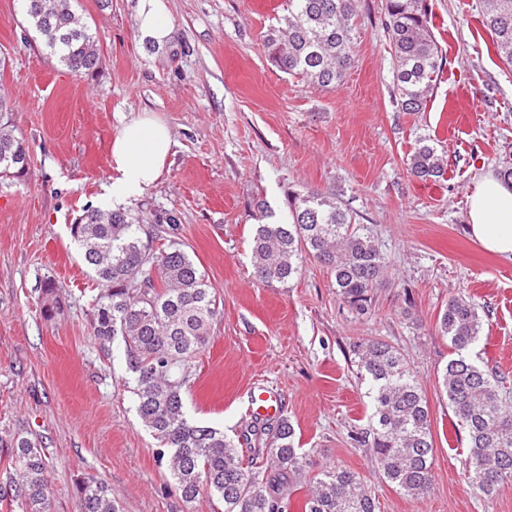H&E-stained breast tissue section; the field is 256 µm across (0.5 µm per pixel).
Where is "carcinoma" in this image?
<instances>
[{
  "label": "carcinoma",
  "instance_id": "1",
  "mask_svg": "<svg viewBox=\"0 0 512 512\" xmlns=\"http://www.w3.org/2000/svg\"><path fill=\"white\" fill-rule=\"evenodd\" d=\"M24 10L46 49L71 72L102 64L97 36L70 0H24ZM385 10L401 108L423 112L443 63L433 8L430 0H386ZM287 11L285 27L265 35L269 56L291 76L321 87L340 85L353 59L356 0H287ZM481 13L498 58L512 66V0H482ZM3 110L0 100V177H11L25 169L20 158L26 149ZM408 173L435 181L444 176L445 163L436 147L421 141L410 155ZM143 230L141 220L120 209L87 210L72 225L84 262L104 286L92 298V335L103 350L122 338L136 379L138 416L160 442L158 459L166 460L182 501L191 504L206 493L224 502V512H277L289 502L291 480L307 477L304 512H377L357 473L333 466L311 474L313 461L295 446L287 418L256 421L234 440L188 416L184 395L210 344L219 300L178 241L156 246L141 236ZM250 249L255 277L267 285L294 279L302 255H312L333 275L337 298L362 315L388 269L352 214L317 191L289 202L287 222L258 225ZM482 310L459 293L448 299L437 328L456 354L444 369L442 386L467 434L470 479L490 495L512 482V406L505 405V374L485 370L469 356L479 339ZM354 353L373 406L356 439L370 449L395 491L423 499L431 489L434 452L427 398L394 347L366 340ZM0 452L12 467L0 485V501L10 512H49L50 477L36 441L6 430ZM76 490L83 512H120L111 489L97 478H83Z\"/></svg>",
  "mask_w": 512,
  "mask_h": 512
}]
</instances>
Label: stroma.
Returning a JSON list of instances; mask_svg holds the SVG:
<instances>
[{"label":"stroma","mask_w":512,"mask_h":512,"mask_svg":"<svg viewBox=\"0 0 512 512\" xmlns=\"http://www.w3.org/2000/svg\"><path fill=\"white\" fill-rule=\"evenodd\" d=\"M167 5L175 36L157 48L137 37L136 0H77L103 58L77 75L47 54L23 0H0V99L29 151L24 172L0 179V429L40 442L50 512H81L75 483L89 475L123 512H224L206 495L184 503L159 462L123 342L104 353L92 336L97 283L70 232L85 209H111L112 140L145 112L166 122L174 146L160 178L123 209L154 237L182 243L220 300L185 394L190 417L237 437L264 386L315 468L356 472L379 512H512V483L487 496L469 481L467 438L438 383L451 350L436 323L459 292L487 308L471 357L512 378V261L468 229L479 179L512 155V67L481 25L480 0H432L443 66L423 112L399 106L385 0H358L354 61L333 89L282 72L265 53L286 0ZM422 138L447 163L439 181L407 171ZM309 190L352 213L386 258L366 315L340 303L312 256L288 284L254 276L259 216L287 219L289 196ZM50 279L60 289L48 316ZM366 339L399 350L428 399L434 457L422 500L392 489L353 439L371 413L353 351Z\"/></svg>","instance_id":"1"}]
</instances>
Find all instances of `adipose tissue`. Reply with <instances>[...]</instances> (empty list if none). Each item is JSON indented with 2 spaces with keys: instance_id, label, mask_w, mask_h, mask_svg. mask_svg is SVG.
Returning a JSON list of instances; mask_svg holds the SVG:
<instances>
[{
  "instance_id": "adipose-tissue-1",
  "label": "adipose tissue",
  "mask_w": 512,
  "mask_h": 512,
  "mask_svg": "<svg viewBox=\"0 0 512 512\" xmlns=\"http://www.w3.org/2000/svg\"><path fill=\"white\" fill-rule=\"evenodd\" d=\"M137 34L142 42L161 46L174 35L165 0H137ZM173 141L159 118L142 115L126 122L111 148L115 177L104 188L109 200L123 201L154 183L164 169ZM469 230L487 251L512 260V180L480 178L470 197Z\"/></svg>"
}]
</instances>
